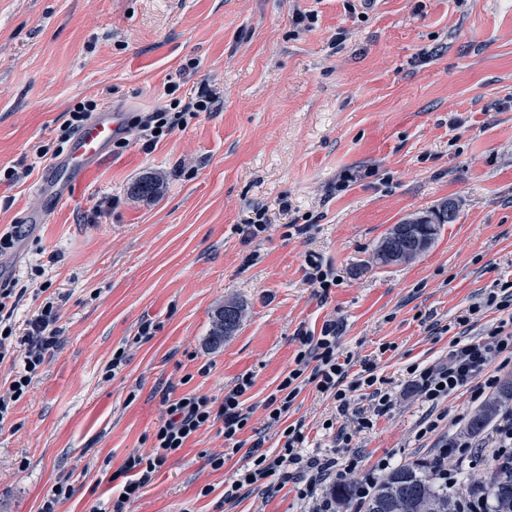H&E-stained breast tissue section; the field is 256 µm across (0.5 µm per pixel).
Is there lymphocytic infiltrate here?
Masks as SVG:
<instances>
[{"instance_id":"1","label":"lymphocytic infiltrate","mask_w":512,"mask_h":512,"mask_svg":"<svg viewBox=\"0 0 512 512\" xmlns=\"http://www.w3.org/2000/svg\"><path fill=\"white\" fill-rule=\"evenodd\" d=\"M216 97L213 90L201 88L189 98L180 111L151 112L133 118L132 128L146 145L157 142L159 135L168 134L187 117L210 111ZM15 287H0V361L8 353L22 355V366L10 382L5 394L0 395V427L4 426L13 407L30 389L58 341L56 324L60 318L62 295H48L36 315L23 332H16L12 321L16 298ZM295 366L283 377L265 404L269 425L288 424L289 431L283 447L275 453L265 451L262 440L244 444L241 434L247 427L250 413L244 406V396L252 388V376L245 375L224 393L221 404H214L205 395H186L168 403L167 417L157 427L151 454L127 458L119 474L122 476L121 496L113 500L110 512H129L148 486L156 471L168 458L177 454L185 443L202 427L222 421L224 440L232 452H244L247 460L236 472L232 491L266 486L272 476L291 482L296 496L302 502L315 505L316 512H336V502L327 487L341 483L357 467L356 459L340 460L333 456L307 455L301 447L305 441L302 423H287L286 417L294 400L307 385L317 392L331 396L340 415L355 414L357 425L372 428L373 419L385 415L393 405L392 394L378 378L373 362L362 361L360 371H352L350 357L338 349V331L335 321H326L319 334L302 333ZM512 363V330L496 326L486 339L466 343L453 342L445 361L431 367L413 364L409 374L417 384L420 395L430 407H438L450 395L467 385H474L475 398H482L497 388L499 377L493 372L495 364ZM366 392L369 409L351 406L354 392Z\"/></svg>"}]
</instances>
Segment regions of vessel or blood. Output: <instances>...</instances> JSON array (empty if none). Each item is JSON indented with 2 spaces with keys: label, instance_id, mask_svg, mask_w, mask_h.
Returning <instances> with one entry per match:
<instances>
[{
  "label": "vessel or blood",
  "instance_id": "1",
  "mask_svg": "<svg viewBox=\"0 0 512 512\" xmlns=\"http://www.w3.org/2000/svg\"><path fill=\"white\" fill-rule=\"evenodd\" d=\"M125 129L122 113L112 110L96 114L75 135L62 168L75 176H85L94 162L104 157L114 137Z\"/></svg>",
  "mask_w": 512,
  "mask_h": 512
}]
</instances>
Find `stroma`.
<instances>
[{
	"label": "stroma",
	"instance_id": "stroma-1",
	"mask_svg": "<svg viewBox=\"0 0 512 512\" xmlns=\"http://www.w3.org/2000/svg\"><path fill=\"white\" fill-rule=\"evenodd\" d=\"M202 86L219 95L212 111L152 148L109 149L66 201L44 207L37 186L54 160L36 151L74 103L129 120ZM9 167L23 177L0 181V231L28 227L0 259V278L27 288L15 322L42 304L28 287L35 267L64 302L57 346L0 429V512H39L63 479L74 493L57 512H99L125 460L152 452L166 398L219 402L247 374L243 437L279 450L264 403L294 365L299 332L328 320L343 353L374 361L394 404L360 430L303 389L288 419L304 424V453L356 456L357 481L383 458L394 468L434 458L455 432L489 445L491 428L470 430L485 403L467 387L424 433L430 410L407 368L442 362L452 342L506 317L486 300L512 281V0H0ZM146 176L160 182L151 198L134 192ZM446 201L457 218L427 252L378 263L394 224ZM257 208L269 227L251 239ZM305 222L306 234H287ZM315 264L336 279L328 291L308 280ZM229 302L242 320L216 346L213 321ZM146 321L152 336L137 341ZM224 446L221 424L203 427L132 512H308L288 483L225 501L245 460Z\"/></svg>",
	"mask_w": 512,
	"mask_h": 512
}]
</instances>
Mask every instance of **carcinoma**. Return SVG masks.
<instances>
[{
	"label": "carcinoma",
	"mask_w": 512,
	"mask_h": 512,
	"mask_svg": "<svg viewBox=\"0 0 512 512\" xmlns=\"http://www.w3.org/2000/svg\"><path fill=\"white\" fill-rule=\"evenodd\" d=\"M456 220V207L451 201L437 209L414 217L415 232L431 247L440 232L441 225ZM242 311L231 303L221 308L211 332L212 343L219 345L239 326ZM438 461L405 465L389 472L374 488L372 495L358 500L355 485L344 482L332 491L341 512H459L457 501L447 488L436 482ZM492 501L490 512H512V471L504 472L488 464L484 479L479 481Z\"/></svg>",
	"instance_id": "carcinoma-1"
}]
</instances>
